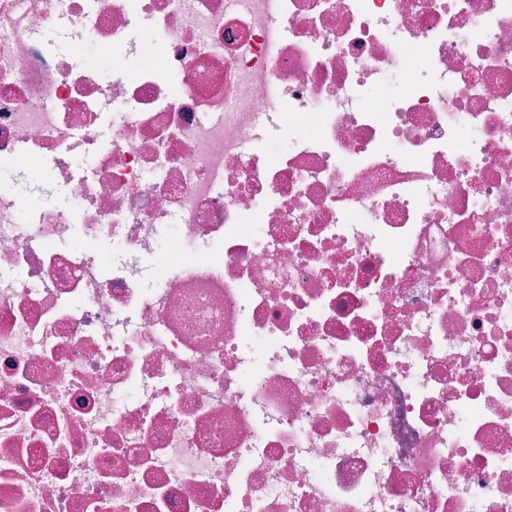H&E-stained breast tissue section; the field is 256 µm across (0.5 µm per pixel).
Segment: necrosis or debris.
I'll return each instance as SVG.
<instances>
[{
	"label": "necrosis or debris",
	"mask_w": 512,
	"mask_h": 512,
	"mask_svg": "<svg viewBox=\"0 0 512 512\" xmlns=\"http://www.w3.org/2000/svg\"><path fill=\"white\" fill-rule=\"evenodd\" d=\"M0 173V512H512V0H0Z\"/></svg>",
	"instance_id": "1"
}]
</instances>
